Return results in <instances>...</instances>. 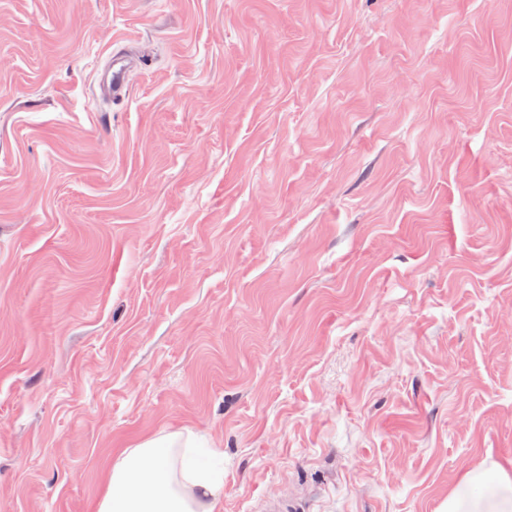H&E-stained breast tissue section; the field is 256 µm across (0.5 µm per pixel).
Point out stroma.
I'll return each instance as SVG.
<instances>
[{
  "mask_svg": "<svg viewBox=\"0 0 512 512\" xmlns=\"http://www.w3.org/2000/svg\"><path fill=\"white\" fill-rule=\"evenodd\" d=\"M510 306L512 0H0V512L190 433L223 512H441ZM136 65V62L122 53H114L112 61L106 68L104 78H102V89L105 95L112 99V102L124 100L128 94L126 74Z\"/></svg>",
  "mask_w": 512,
  "mask_h": 512,
  "instance_id": "35a3bbf8",
  "label": "stroma"
}]
</instances>
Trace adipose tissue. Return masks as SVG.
<instances>
[{"instance_id":"1","label":"adipose tissue","mask_w":512,"mask_h":512,"mask_svg":"<svg viewBox=\"0 0 512 512\" xmlns=\"http://www.w3.org/2000/svg\"><path fill=\"white\" fill-rule=\"evenodd\" d=\"M193 440L175 435L145 439L112 456L93 512H220L224 477L190 465ZM444 512H512V468L480 463L449 492Z\"/></svg>"}]
</instances>
